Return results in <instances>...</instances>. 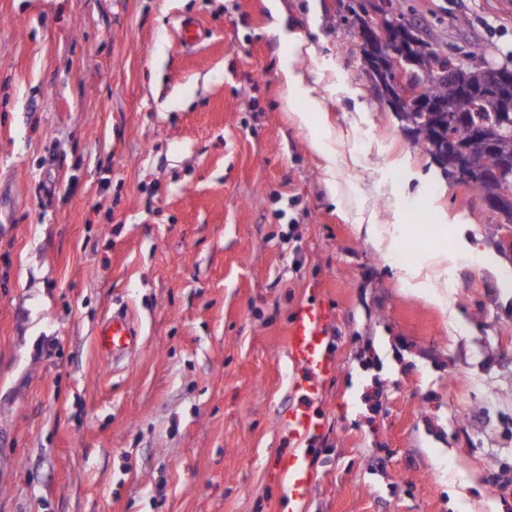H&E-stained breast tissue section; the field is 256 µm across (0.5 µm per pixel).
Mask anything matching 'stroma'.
Instances as JSON below:
<instances>
[{
    "label": "stroma",
    "mask_w": 512,
    "mask_h": 512,
    "mask_svg": "<svg viewBox=\"0 0 512 512\" xmlns=\"http://www.w3.org/2000/svg\"><path fill=\"white\" fill-rule=\"evenodd\" d=\"M281 5L320 111L268 0H0V512H286L288 322L314 300L336 372L300 512H512V281L431 227L512 246L413 148L337 0ZM404 13L512 54V0ZM443 246L444 309L401 270ZM122 306L115 366L94 336ZM137 336L133 315L127 311L113 312L102 323L95 344L101 357L112 359L114 363L135 347Z\"/></svg>",
    "instance_id": "obj_1"
}]
</instances>
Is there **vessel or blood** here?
<instances>
[{
	"label": "vessel or blood",
	"mask_w": 512,
	"mask_h": 512,
	"mask_svg": "<svg viewBox=\"0 0 512 512\" xmlns=\"http://www.w3.org/2000/svg\"><path fill=\"white\" fill-rule=\"evenodd\" d=\"M335 324L336 312L331 304L312 303L300 305L288 325V359L299 373L293 383L298 400L278 416L293 446L278 455L276 470L289 502L299 507L306 503L313 487L310 448L323 430L314 404L336 371L329 348ZM137 336L133 316L115 312L102 323L95 344L101 357L117 361L135 347Z\"/></svg>",
	"instance_id": "obj_1"
}]
</instances>
